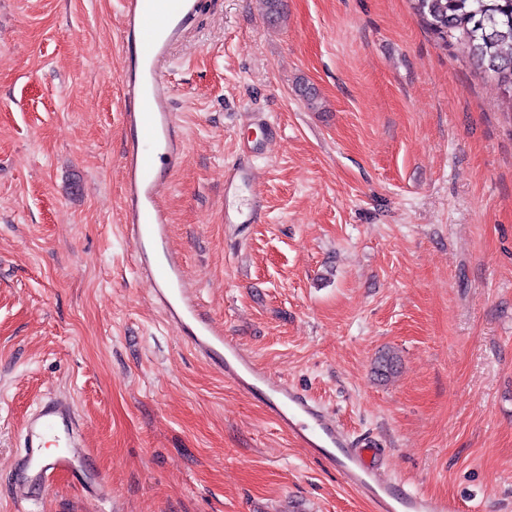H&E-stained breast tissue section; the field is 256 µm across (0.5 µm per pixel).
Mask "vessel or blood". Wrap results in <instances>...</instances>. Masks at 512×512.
Here are the masks:
<instances>
[{
	"label": "vessel or blood",
	"instance_id": "obj_1",
	"mask_svg": "<svg viewBox=\"0 0 512 512\" xmlns=\"http://www.w3.org/2000/svg\"><path fill=\"white\" fill-rule=\"evenodd\" d=\"M199 0H120L117 39L125 55L122 75L121 164L125 181L121 231L139 275L151 281L153 299L165 320L194 352L217 367L226 381L260 395L269 415L343 481L370 501L375 512H460L445 497L422 494L382 474L385 451L372 440H357L301 389L272 378L254 356L224 331V324L200 302L188 283L184 255L171 243L166 205L172 176L187 161L186 134L169 78L171 49L195 21ZM254 145L224 168V195L234 197L255 178ZM55 447L52 459L43 450ZM89 452L71 402L46 400L25 422L23 445L14 463L13 496L29 500L34 489L63 472L79 483L102 486L100 475L84 469Z\"/></svg>",
	"mask_w": 512,
	"mask_h": 512
}]
</instances>
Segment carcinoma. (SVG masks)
<instances>
[{
	"label": "carcinoma",
	"mask_w": 512,
	"mask_h": 512,
	"mask_svg": "<svg viewBox=\"0 0 512 512\" xmlns=\"http://www.w3.org/2000/svg\"><path fill=\"white\" fill-rule=\"evenodd\" d=\"M425 27L445 47L464 45L512 106V0H411Z\"/></svg>",
	"instance_id": "obj_1"
}]
</instances>
